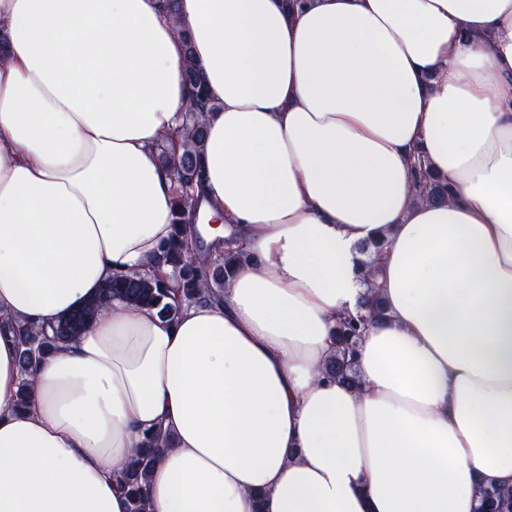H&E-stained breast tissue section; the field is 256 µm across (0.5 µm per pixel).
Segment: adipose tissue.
I'll use <instances>...</instances> for the list:
<instances>
[{"instance_id":"obj_1","label":"adipose tissue","mask_w":512,"mask_h":512,"mask_svg":"<svg viewBox=\"0 0 512 512\" xmlns=\"http://www.w3.org/2000/svg\"><path fill=\"white\" fill-rule=\"evenodd\" d=\"M165 2L0 0V512H127L115 476L154 430L151 512H477L512 489V0H178L217 105L194 230L251 260L172 322L112 302L15 410L16 324L165 268L156 145L190 98ZM379 238L388 311L350 387L325 368ZM415 178L419 182L420 193L432 202L448 199L449 186L447 183L435 179L429 171L423 169L421 162L415 166Z\"/></svg>"}]
</instances>
